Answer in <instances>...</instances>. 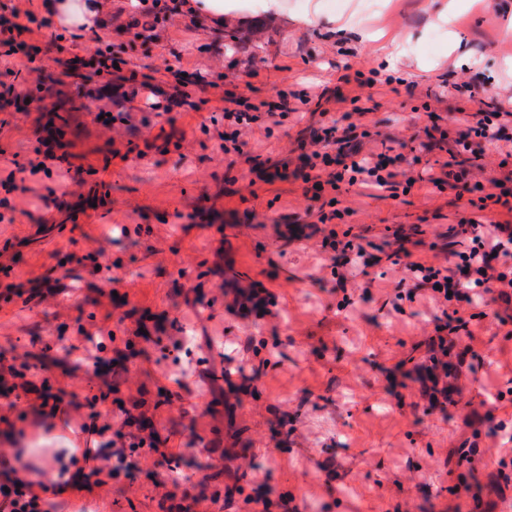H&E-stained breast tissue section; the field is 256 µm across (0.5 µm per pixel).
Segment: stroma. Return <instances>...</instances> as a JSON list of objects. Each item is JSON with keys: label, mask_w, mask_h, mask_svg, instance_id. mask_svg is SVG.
<instances>
[{"label": "stroma", "mask_w": 512, "mask_h": 512, "mask_svg": "<svg viewBox=\"0 0 512 512\" xmlns=\"http://www.w3.org/2000/svg\"><path fill=\"white\" fill-rule=\"evenodd\" d=\"M448 3L347 0L336 11L283 0L280 13L238 11L220 26L182 9L176 28L144 40L128 27L135 9L116 5L86 43L52 41L51 24L26 35L40 98L28 99L22 77L0 76V355L36 388L68 392L62 437L85 447L90 405L125 367L117 398L152 418L177 475L217 497L210 512H252L256 497L268 512H512V489L499 492L496 478L505 449L484 419L489 393L512 387V306H493L506 326L471 321L473 351L451 353L467 388L458 405L432 407L420 389L440 312L427 293L408 299L388 258L402 246L445 258L456 248L449 227L484 195L459 200L426 180L449 158L452 114L468 106L451 84L477 75L490 92L512 89V0H459L439 24ZM310 9L315 21L300 23ZM108 44L125 50L121 77L71 68ZM394 46L391 66L382 50ZM178 61L200 78L188 106L171 101L166 68ZM372 70L381 83L358 88ZM147 76L169 111L144 126L132 91ZM304 91L320 96L318 111L279 109ZM226 92L264 114L240 154L221 148ZM103 110L136 124L103 126ZM346 112L360 115L364 152L392 147L416 182L395 197L324 190L344 212L326 225L296 176L299 143ZM48 150L50 173L29 172ZM16 163L23 188L8 193ZM332 229L385 253L369 290L347 297L337 286L317 249ZM183 327L192 342L177 351ZM84 332L117 337L95 374L65 351ZM225 367L232 383L198 376ZM469 449L473 463L459 464ZM117 484L50 498L49 512H159L145 471Z\"/></svg>", "instance_id": "1"}]
</instances>
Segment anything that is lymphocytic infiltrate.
<instances>
[{"mask_svg": "<svg viewBox=\"0 0 512 512\" xmlns=\"http://www.w3.org/2000/svg\"><path fill=\"white\" fill-rule=\"evenodd\" d=\"M39 22L38 12L23 11L10 0H0V26L12 33L11 38L0 43V61L16 54L21 47L19 35L30 32ZM460 90L466 94L470 109L458 118L455 147L448 152L449 159L441 176L432 178L431 183L438 189L449 188L461 199L471 187L465 171L459 167V150L478 155L485 145L506 140L505 119L512 113L505 110L503 101L491 94L479 79L462 84ZM354 137V126L342 129L332 124L307 141L310 158L321 160L330 169L327 186L335 190L344 182L392 192L403 185L413 186V179H400L398 171L387 167V154L362 155L360 147L353 144ZM495 202L506 211L507 220L485 224L463 218L453 226V233L465 237L466 245L464 249L452 251V266L418 259L402 263L404 280L411 290L429 291L439 310L450 311V320L459 331L468 328V309L475 296L487 295L495 302L512 303V190L501 189ZM321 251L327 254L332 267L338 269V281L343 286L369 277L380 262L379 256L370 253L362 243L337 239L332 232L323 237ZM115 423L124 428L123 439L119 446L105 447L94 454L92 474L118 478L136 467L137 457L145 451L152 454L154 467H168L170 454L159 451L156 438L147 432L145 425L136 424L129 415L116 418ZM49 489V484L41 480L21 483L4 480L0 483V512H48Z\"/></svg>", "mask_w": 512, "mask_h": 512, "instance_id": "1", "label": "lymphocytic infiltrate"}]
</instances>
